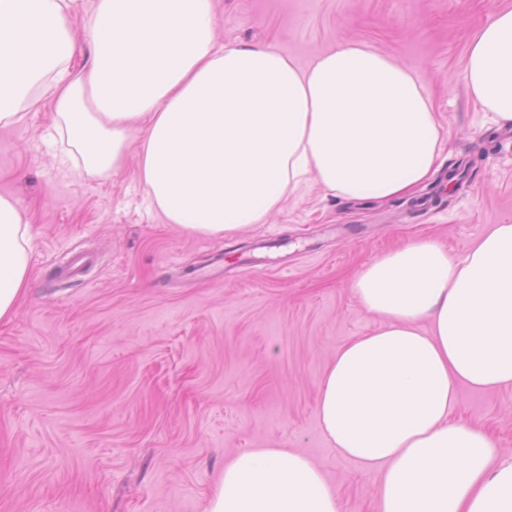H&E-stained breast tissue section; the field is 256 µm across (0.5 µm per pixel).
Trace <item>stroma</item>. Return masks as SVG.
<instances>
[{
  "instance_id": "obj_1",
  "label": "stroma",
  "mask_w": 512,
  "mask_h": 512,
  "mask_svg": "<svg viewBox=\"0 0 512 512\" xmlns=\"http://www.w3.org/2000/svg\"><path fill=\"white\" fill-rule=\"evenodd\" d=\"M224 46L270 44L298 65L339 41L394 56L427 85L448 137L411 195L352 203L309 183L231 238L167 223L128 158L107 177L62 166L51 104L0 129V194L28 211L30 277L0 321V512H205L224 466L276 442L313 461L340 512H376L371 474L318 424L337 350L381 320L353 292L398 243L461 260L512 224V128L462 78L470 36L512 0H213ZM464 166L461 184L448 170ZM92 264L68 278L59 264ZM454 421L512 456V386L458 391Z\"/></svg>"
}]
</instances>
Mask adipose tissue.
<instances>
[{
  "label": "adipose tissue",
  "instance_id": "obj_1",
  "mask_svg": "<svg viewBox=\"0 0 512 512\" xmlns=\"http://www.w3.org/2000/svg\"><path fill=\"white\" fill-rule=\"evenodd\" d=\"M71 0H0V128L51 102L49 144L82 172L140 177L167 223L232 237L316 180L351 201L406 196L434 172L442 128L424 82L364 42L299 66L271 45H216L212 0H98L91 65L74 71ZM463 78L512 127V8L467 45ZM32 231L0 194V321L27 285ZM383 323L336 353L317 416L329 445L378 481V512H512V459L449 416L458 388L512 386V224L459 261L409 243L354 278ZM205 512H338L321 470L272 443L224 467Z\"/></svg>",
  "mask_w": 512,
  "mask_h": 512
}]
</instances>
